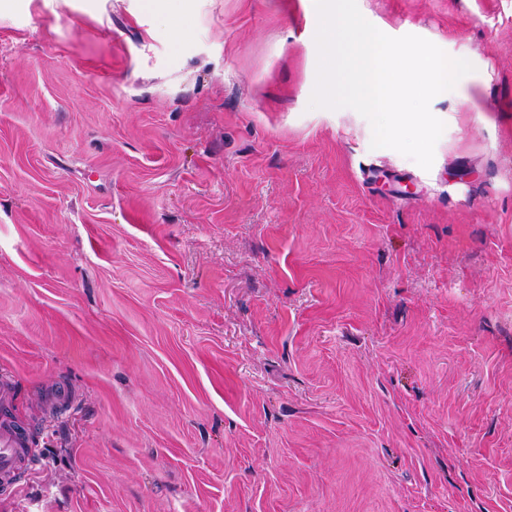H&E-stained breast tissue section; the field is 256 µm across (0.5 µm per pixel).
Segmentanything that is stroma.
I'll list each match as a JSON object with an SVG mask.
<instances>
[{
	"instance_id": "obj_1",
	"label": "stroma",
	"mask_w": 512,
	"mask_h": 512,
	"mask_svg": "<svg viewBox=\"0 0 512 512\" xmlns=\"http://www.w3.org/2000/svg\"><path fill=\"white\" fill-rule=\"evenodd\" d=\"M353 9L494 123L380 152L317 0L0 12V512H512V0ZM9 397L5 389L0 394V485L3 491L11 489L30 460V438L10 413Z\"/></svg>"
}]
</instances>
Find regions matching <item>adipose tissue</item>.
Listing matches in <instances>:
<instances>
[{
	"mask_svg": "<svg viewBox=\"0 0 512 512\" xmlns=\"http://www.w3.org/2000/svg\"><path fill=\"white\" fill-rule=\"evenodd\" d=\"M321 15L316 38L323 52L316 61L314 90L331 103L348 102L371 112L381 150L399 151L409 144L428 150L438 115L426 105L445 96L451 84L458 88L457 104L490 123L469 87L460 83L467 59L439 57L422 45L391 41L365 26L351 0H322Z\"/></svg>",
	"mask_w": 512,
	"mask_h": 512,
	"instance_id": "ef3b65f1",
	"label": "adipose tissue"
}]
</instances>
